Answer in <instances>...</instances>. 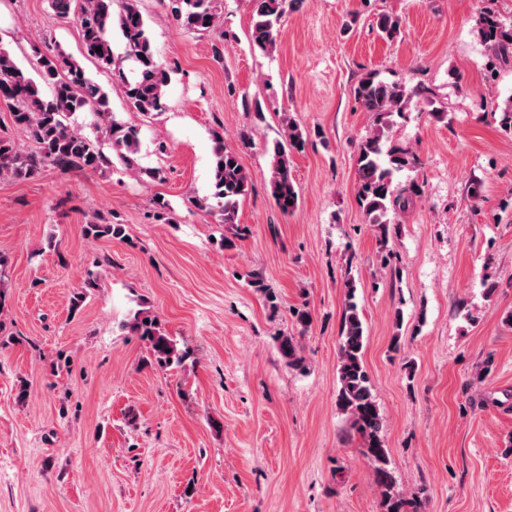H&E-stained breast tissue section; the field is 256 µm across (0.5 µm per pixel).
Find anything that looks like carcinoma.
<instances>
[{
	"label": "carcinoma",
	"mask_w": 512,
	"mask_h": 512,
	"mask_svg": "<svg viewBox=\"0 0 512 512\" xmlns=\"http://www.w3.org/2000/svg\"><path fill=\"white\" fill-rule=\"evenodd\" d=\"M252 8V46L271 54L282 18L295 7L296 0H249ZM119 11L113 12V4ZM176 20L189 32L211 33L218 28V0H171ZM53 18L73 17L81 32L86 56L112 69V75L123 87L129 105L138 112H160L169 84L170 73L156 56L147 35L146 20L140 0H50ZM118 26L123 42V55L112 49V29ZM377 26L388 40L402 34L399 17L384 14ZM481 38L492 53L490 67L512 60V24L484 12L479 18ZM101 51H96V48ZM35 82L27 70L15 61L12 53L0 45V102L9 110L14 125L25 129L34 150L22 151L11 140L0 138V177L34 179L47 165L99 171L112 165L103 152L99 137L110 141L112 152L144 180L160 178V170L135 166L138 132L119 122L110 110L108 94L60 46L39 52ZM427 96L422 87L413 89L397 81L380 78L379 72L368 71L353 88V97L361 110L371 114L374 126L358 145L356 169L357 198L369 223L375 225L381 242L388 243L390 225L398 214L412 204L415 187L406 188L396 182V174L413 167L416 159L408 153L388 146L393 117L401 116L416 98ZM77 112H90L98 122L97 135L90 136L71 124ZM286 133L274 142L269 152V191L277 207L285 214L293 212L299 194L293 183L292 157L305 148L309 135L288 113L281 116ZM214 181L210 195L191 200V204L218 217L222 224H233L240 200L248 193L249 176L239 155L224 147L216 137L214 147ZM84 235L92 240L103 237L122 238V225L102 219L84 225ZM354 279L345 282V306L342 314L337 356L338 388L336 406L348 416L351 426L361 438L360 453L368 460L380 490L384 512H421L422 500L405 499L397 489L390 468L388 450L382 438L383 417L374 395V383L364 362L365 323L356 301ZM148 345L152 362L160 368L180 365L188 357L161 329L156 317L139 309L125 324ZM278 350L285 364L303 368L295 337L282 336Z\"/></svg>",
	"instance_id": "obj_1"
}]
</instances>
